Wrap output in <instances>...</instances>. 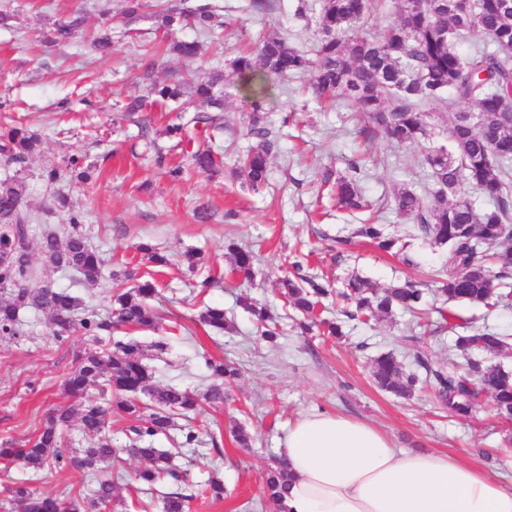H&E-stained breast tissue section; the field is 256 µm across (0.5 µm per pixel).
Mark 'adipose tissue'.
I'll list each match as a JSON object with an SVG mask.
<instances>
[{"label": "adipose tissue", "mask_w": 512, "mask_h": 512, "mask_svg": "<svg viewBox=\"0 0 512 512\" xmlns=\"http://www.w3.org/2000/svg\"><path fill=\"white\" fill-rule=\"evenodd\" d=\"M283 456L288 512H512V485L446 452L396 448L359 419L305 413Z\"/></svg>", "instance_id": "ef3b65f1"}]
</instances>
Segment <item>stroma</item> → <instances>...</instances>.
I'll use <instances>...</instances> for the list:
<instances>
[{"instance_id": "obj_1", "label": "stroma", "mask_w": 512, "mask_h": 512, "mask_svg": "<svg viewBox=\"0 0 512 512\" xmlns=\"http://www.w3.org/2000/svg\"><path fill=\"white\" fill-rule=\"evenodd\" d=\"M271 3L269 10L254 12L246 0H221L226 27L218 38L204 39L201 56L192 62L167 52L149 11L138 22L137 34L113 29L112 55L100 58L87 35L99 23L96 8L105 5L116 11L122 0H11L13 26L0 29V101H10L16 126L42 137L29 170L69 152L87 155L96 166L95 179L71 187L69 195L86 215L91 244L110 258L113 270L131 271L138 280L157 285L152 305L158 323L137 337L168 344L165 353L150 359L158 383L205 393L212 383L203 369L207 356L229 360L240 370L229 401L204 406L192 419V426L201 430L196 447L182 446L177 430L153 438L152 446L172 453L186 472L190 512H273L264 498L263 473L271 456L280 453L289 427L313 410L367 421L387 433L396 447L450 452L511 482L512 422L499 417L491 397H484L473 416L451 417L433 392L421 389L402 399L380 390L373 378V361L380 354L393 353L410 369L418 353L436 365L447 360L456 334L484 326L506 336L500 361L512 369V308L489 310L447 301L438 292L445 249L382 206L400 184L430 197L434 185L424 155L447 145L452 119L447 109L431 105L429 137L418 145L397 146L382 136L363 134L353 106L317 104L306 93L308 75L285 76L275 83L268 114L278 148L270 158L269 183L258 194L244 190L233 173L237 155L249 145L245 133L250 99L238 79H224L225 111L236 132L224 137L220 174L191 171L183 180H171L155 167L137 127L115 124L117 102L137 93L147 61H156L159 79L183 69L206 77L212 68H229L236 49L261 30L287 34L293 47L315 42V29L295 15L297 0ZM78 7L86 14L85 32L67 45L46 44L53 21ZM76 90L84 92V101L74 102L71 111H58L57 102ZM352 161L364 168V195L383 208L378 221L396 239V254L361 239L347 251L336 250L337 237L350 233L362 217L338 209L322 181L326 170L344 172ZM200 209L207 211L208 220L197 218ZM143 242L167 254L170 265L160 268L144 259L137 250ZM231 242L255 252L260 269L255 280L233 272L226 251ZM298 250L310 252L313 271L335 289L355 275L380 289L415 276L429 292L428 308L448 307L456 315V327L425 334L412 315L398 311L377 321L345 322L342 339L302 332L271 287L272 280L288 271V260ZM189 253L198 259L194 278L187 271ZM209 275L216 279L211 288H195L196 278ZM245 299L268 305L280 325L277 342L261 338L256 319L241 306ZM208 305L223 306L229 330L217 334L200 322L199 314ZM22 319L23 335L0 338V443L34 436L51 407L70 404L64 377L93 346L79 332L63 342L54 340L45 313L26 311ZM238 424L253 436L251 448L235 443L231 429ZM143 465V460L120 452L106 469L124 501L119 512H161L172 486L161 482L138 489L133 477ZM215 474L225 487L220 500L205 490ZM18 482L50 495L86 493L94 485L92 477L72 467L36 475L17 465H0V512H8L6 488Z\"/></svg>"}]
</instances>
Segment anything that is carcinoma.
Wrapping results in <instances>:
<instances>
[{"instance_id":"1","label":"carcinoma","mask_w":512,"mask_h":512,"mask_svg":"<svg viewBox=\"0 0 512 512\" xmlns=\"http://www.w3.org/2000/svg\"><path fill=\"white\" fill-rule=\"evenodd\" d=\"M145 7V0H123L125 26L135 25ZM156 7L159 28L173 36L170 51L185 60L200 55L202 43L176 38L183 28L190 26L211 36L224 27L217 5L174 8L157 0ZM295 14L315 27L318 38L310 48H293L285 36L263 33L230 61L232 74L251 99L247 134L254 145L236 167L248 189L258 193L269 181V159L277 139L266 126V112L274 79L309 74L308 90L316 100L336 99L354 106L365 123L362 132L381 133L399 146L415 145L428 137L425 107L444 105L453 112L448 127L450 148L434 149L425 158L435 186L432 199L425 200L403 187L394 193L392 206L415 224L424 238L447 247L448 273L439 288L443 295L486 308L512 306V0H298ZM383 14L391 21L381 36L373 37L370 28ZM100 15L102 21L92 44L106 56L112 51V19L105 11ZM84 23L81 11L59 18L46 42L67 44ZM473 31L485 34L490 43L461 51L460 40ZM154 67L155 62L146 63L143 94L131 97L123 112L133 114L153 105L192 101L193 113L180 111L177 122L167 125L164 135L178 145L193 146L189 152L193 168L219 172L222 161L216 137L234 130L224 116V96L219 90L224 73L217 70L204 80L172 74L159 82L153 79ZM461 103L473 109H455ZM40 143V134L1 121L0 166L6 171L13 167L23 170ZM93 171L87 156L73 153L36 173L64 221L61 231L42 233L41 254L52 269L73 270L89 285L106 275L118 278L115 273L106 274L109 259L90 244L85 215L69 206L64 191L67 184L89 182ZM360 172V165L351 162L348 172L334 178L329 169L324 177V183H333L339 204L352 211L370 207L359 185ZM467 188L484 197L490 207L476 211L466 196ZM37 220L24 179L16 174L1 178L0 336L21 335L20 313L26 310L46 313L51 336L60 342L77 331L97 340L120 328L146 330L156 323L150 300L157 295V288L152 280L118 290L109 319L68 288L41 287L42 274L30 255ZM356 236L386 253L396 246V239L388 236L381 224L366 222L358 227ZM227 249L233 253V271L253 277V252L235 244ZM278 287L286 303L311 324L323 327L331 336L342 335L339 324L317 317L321 299L330 294L324 284L299 274L280 280ZM336 296L353 306L345 316L361 321L389 317L398 309L418 313L425 302L423 290L411 278L378 290L357 277ZM243 305L265 327L262 336L275 341L277 327L270 325L268 308L248 299ZM199 319L219 333L229 325L219 306L205 307ZM506 345L495 331L474 330L455 338L454 350L444 365L435 366L416 356L423 377L406 370L390 353L375 359L373 376L382 390L399 397L411 396L420 383L429 384L441 404L455 415L470 414L486 391L499 414L511 418L512 371L492 362ZM166 348L163 341L145 345L129 336L88 350L63 381L74 403L54 407L42 429L24 443H1L0 462L18 463L36 473L74 465L93 474L99 465L125 452L147 462L136 472L137 482L151 487L168 481L176 486L164 496L163 512H186L190 496L182 492L183 471L172 462L171 453L145 442L168 435L175 418L189 417L203 401L224 404V384L237 376V370L221 358H205V369L216 383L202 397L178 385L159 386L147 363L148 351L159 355ZM99 381L110 389L114 400L102 404L88 397L89 388ZM141 394L149 396L152 404L141 402ZM114 410L131 422L128 445L123 449L112 447L107 435ZM75 419L89 446L67 452L63 449L65 432ZM287 482L285 460L272 457L265 496L276 512H287L283 502ZM8 492L18 512H107L114 503L109 479L97 481L90 494L80 499L44 495L24 484Z\"/></svg>"}]
</instances>
